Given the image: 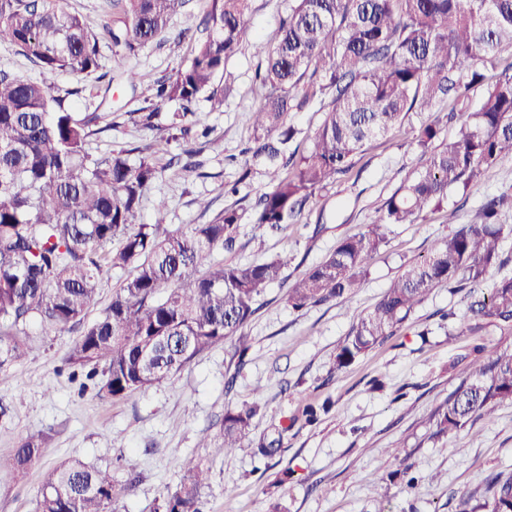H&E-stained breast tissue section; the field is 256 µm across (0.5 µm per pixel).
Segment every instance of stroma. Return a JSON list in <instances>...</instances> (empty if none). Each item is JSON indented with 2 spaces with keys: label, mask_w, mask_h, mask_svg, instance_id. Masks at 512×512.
Wrapping results in <instances>:
<instances>
[{
  "label": "stroma",
  "mask_w": 512,
  "mask_h": 512,
  "mask_svg": "<svg viewBox=\"0 0 512 512\" xmlns=\"http://www.w3.org/2000/svg\"><path fill=\"white\" fill-rule=\"evenodd\" d=\"M292 0H251V43L229 59L220 82L229 92L224 109L210 111L199 102L195 119L210 128L208 143L197 157L200 169L171 167L181 149L171 145L157 156L160 174L147 190L139 221L154 220L158 199L168 203L165 227L176 230L205 224L230 206L250 208L269 186L255 175L238 195L224 187L238 177L234 158L253 137L250 113L262 88L255 80L261 64L253 45L274 42L279 23ZM207 0H188L170 23L171 34L150 43L132 57L142 76L137 86L117 80L110 44L101 46V70L107 80L85 79V91L71 95L76 80L66 73L45 75L41 68L0 44V70L45 83L53 96L75 112L107 114L110 128L92 136L88 151L108 156L120 147L153 143L179 105L157 104L153 126L141 124L140 108L155 93L157 81L169 78L191 58L194 37ZM187 32V40L173 36ZM423 163L409 136L398 134L368 143L352 169L320 191L302 215L281 233L243 223L233 250L216 251L225 262L247 264L288 255L286 273L296 280L320 263L345 237L366 231L385 200ZM512 191V158L479 178L467 192L451 193L448 208L428 213L415 224L394 226L371 259L369 274L351 298L300 311L288 306L285 289L273 285L259 299V309L242 329L249 347L246 363L237 366L233 343L198 354L178 373L131 397L104 402L93 391H80L67 363L80 327L62 331L30 328L26 361L0 371V398L11 404L0 418V455L20 439L47 432L41 460L24 473L0 471V512H37L38 492L46 473L77 457L112 469L116 482L125 476L118 465L129 458L142 480L120 499L117 512H153L156 501L179 479L177 458L193 455L209 470L202 490L206 512H458L462 498L481 500L489 478L512 473V404L498 405L452 435L435 433L434 414L459 383L461 357L477 344L512 350V335L492 326L461 333L470 301V286L435 289L409 316L396 335L376 345L352 365L336 369V348L350 332L354 317L371 307L404 269L427 257L452 224L474 218L487 197ZM212 202L201 213L197 199ZM331 399V411L313 425L301 417L304 405ZM259 402L250 445L227 455L204 448L215 435L226 407ZM279 439L271 458L255 455L261 441ZM415 462L419 481L408 489L391 472L399 457ZM292 479L279 482L284 470Z\"/></svg>",
  "instance_id": "obj_1"
}]
</instances>
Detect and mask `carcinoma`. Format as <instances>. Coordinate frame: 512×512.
I'll return each instance as SVG.
<instances>
[{
	"label": "carcinoma",
	"instance_id": "1",
	"mask_svg": "<svg viewBox=\"0 0 512 512\" xmlns=\"http://www.w3.org/2000/svg\"><path fill=\"white\" fill-rule=\"evenodd\" d=\"M121 16L95 31L70 10V0H0V44L9 43L48 73L89 77L101 67V43L127 83L141 75L125 67L138 49L167 32L188 0H118ZM251 0H209L189 63L158 82L155 97L176 101L169 134L158 135L137 163L120 148L99 159L86 150L103 115L65 107L40 83L0 72V371L23 360L28 328L62 330L80 325L99 302L105 274L133 269L98 319L71 349L72 376L93 383L103 401L127 398L179 372L196 355L235 337L273 284L288 285L296 309L347 298L360 287L373 255L397 224H413L428 210L448 206V193L467 189L505 157H512V66L488 86L480 107L456 133L439 140L436 121L412 130L423 165L386 201L358 235L343 239L322 262L288 282V257L248 264L213 259L236 242L244 212L227 207L207 224L168 231L167 205L155 206L151 224L137 218L145 191L158 178L155 156L187 137L199 100L224 108L216 84L226 62L250 36ZM272 46L254 44L265 56L256 72L264 93L252 111L253 144L243 151L239 176L262 165L270 190L252 207V223L284 231L316 193L347 173L354 155L371 139L402 131L411 112H430L443 99L464 100L485 81L497 55L512 50V0H294ZM329 95L326 116L312 149L289 151L295 130L289 114ZM512 209V194L490 197L474 221L457 224L426 258L409 263L374 306L359 314L335 356L344 368L378 342L395 335L414 308L436 288L460 276L474 284L509 261L501 242L512 225L499 215ZM118 239L121 246L108 251ZM469 328L492 325L512 334V277L487 294L471 295ZM512 403V350L493 349L467 360L458 386L435 417L436 434L464 428L474 417ZM255 403L224 409L213 447L229 454L244 447ZM48 435L25 436L0 470L20 473L41 457ZM178 484L158 499L154 512H204L201 491L209 469L177 459ZM114 481L108 468L75 457L52 469L38 495V512H115V503L140 479L125 467ZM491 495L460 512H512V474L491 480Z\"/></svg>",
	"mask_w": 512,
	"mask_h": 512
}]
</instances>
